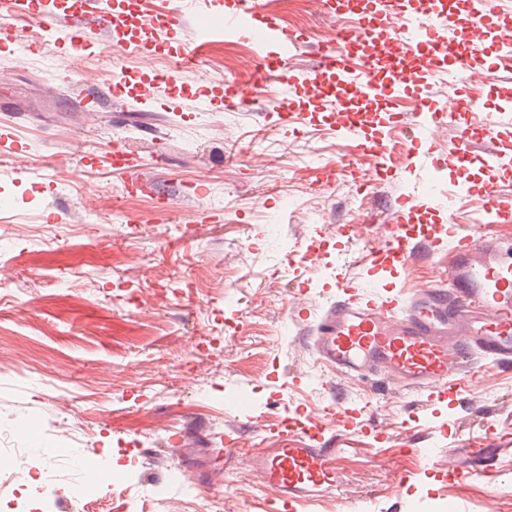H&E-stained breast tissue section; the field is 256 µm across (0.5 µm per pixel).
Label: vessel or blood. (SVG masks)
Here are the masks:
<instances>
[{"label": "vessel or blood", "instance_id": "vessel-or-blood-1", "mask_svg": "<svg viewBox=\"0 0 512 512\" xmlns=\"http://www.w3.org/2000/svg\"><path fill=\"white\" fill-rule=\"evenodd\" d=\"M496 3L466 0L468 50L462 53L453 32L456 19L445 0H428L422 12L409 9L405 0H367L359 10L360 33L339 31L335 44L321 51L308 78L312 91L326 96L336 85L354 99L384 104L441 66H465V54L511 56L512 29L488 23ZM12 9L38 18L46 32L77 50L93 42L95 29L109 32L123 22L112 0H90L88 8L64 15L50 5L34 9L31 0H13ZM222 28L230 34L250 31L261 44L275 41L284 50L293 42L265 17L261 0H241L237 9L225 13ZM467 115L473 121L461 128L462 143L455 153L462 166L470 161L473 141H495L499 117L482 113L480 102L467 96L417 115L423 131ZM485 203L491 221L465 235L455 225L438 224L428 235L412 236L399 210L378 232H360L370 268L389 260L402 270L420 253L444 249L448 272L435 287L385 298L337 272L336 296L313 330L317 360L348 378L398 379L427 402L447 405L461 386L477 382L480 360L512 367V246L502 239L503 228L512 225V196L489 185ZM326 432L323 424L308 428L305 445L283 448H251L228 435L217 458L223 467L245 460L291 512H305L339 479V450ZM466 455V472L495 475L497 449L470 448Z\"/></svg>", "mask_w": 512, "mask_h": 512}]
</instances>
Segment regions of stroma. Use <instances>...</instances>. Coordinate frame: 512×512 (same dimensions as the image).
I'll return each mask as SVG.
<instances>
[{
  "label": "stroma",
  "mask_w": 512,
  "mask_h": 512,
  "mask_svg": "<svg viewBox=\"0 0 512 512\" xmlns=\"http://www.w3.org/2000/svg\"><path fill=\"white\" fill-rule=\"evenodd\" d=\"M262 3L295 39L291 84L255 82L264 50L248 33L195 44L187 9L176 36L158 20L156 48L133 54L117 35L71 49L0 0V25L17 34L0 41V134L15 141L0 145V429L40 416L24 437L30 455L111 473L87 511L73 484H58L55 512H288L245 461L212 474V453L231 430L261 448L299 444L298 429L281 435L284 420L311 427L336 403L363 410L376 432L336 427L340 481L312 512H512V371L484 363L454 407L432 406L387 379L336 376L298 322L334 295L337 270L367 277L355 227L402 205L423 224L490 221L482 188L512 194V168L473 154L470 190L457 193L458 128L436 129L427 166L413 168L406 116L464 91L512 114V69L477 57L403 93L384 171L338 139L343 100L302 80L357 14ZM169 74L150 104L105 96L114 81ZM228 81L246 85V106L225 109ZM119 147L153 189L113 168ZM194 184L201 194L187 196ZM309 249L321 265L303 261ZM447 268L443 251L378 274V291L425 288ZM489 431L497 475L458 472L456 449ZM397 436L410 452L392 446Z\"/></svg>",
  "instance_id": "35a3bbf8"
}]
</instances>
